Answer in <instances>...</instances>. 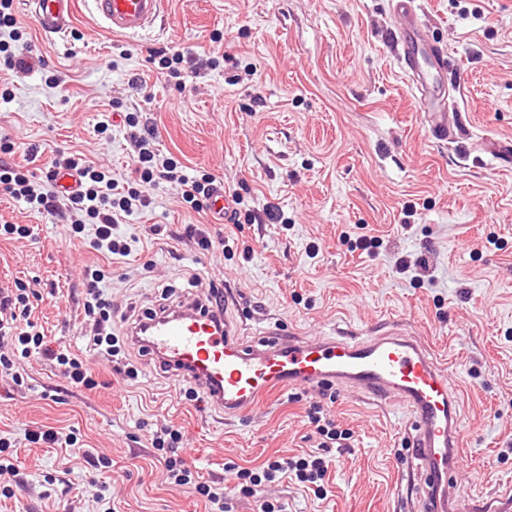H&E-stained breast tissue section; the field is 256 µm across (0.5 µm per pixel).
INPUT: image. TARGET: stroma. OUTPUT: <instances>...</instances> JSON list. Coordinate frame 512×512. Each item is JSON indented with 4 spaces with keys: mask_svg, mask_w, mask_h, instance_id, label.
Listing matches in <instances>:
<instances>
[{
    "mask_svg": "<svg viewBox=\"0 0 512 512\" xmlns=\"http://www.w3.org/2000/svg\"><path fill=\"white\" fill-rule=\"evenodd\" d=\"M431 35L453 63L448 109L457 132L439 142L418 111L401 71L391 0H170L163 31L126 38L99 28L74 0L64 39L45 36L17 12L43 69L0 64V137L5 160L41 173L55 152L79 151L114 178L130 177L129 139L120 116L139 112L157 147L237 192L242 209L275 205L285 224H219L196 212L170 183L149 188V208L119 216L128 256L94 251L92 228L65 225L0 192V225L23 224L28 238L0 236V288L24 283L30 320L53 346L88 364L98 385L72 386L44 359L20 360L27 379L0 372V438L10 439L16 475L0 512H207L193 486L170 487L152 445L164 426L184 436V455L210 484L233 487L235 467L315 451L329 461L328 496L316 499L294 477L237 497L233 512L268 501L283 512H419V474L404 450L411 414L400 399L375 400L332 388L294 387L244 418L223 417L184 397L145 354L130 383L84 334L82 270L99 265L118 311L202 301L206 283L224 290L241 339L258 341L279 325L301 336H375L398 320L442 360L458 367L466 467L462 493L512 486V166L477 142L512 141V0H415ZM221 42H213V34ZM168 45L217 56L193 66L184 86L166 84L148 48ZM141 78L142 90L130 81ZM204 226L215 242L199 253L183 237ZM379 239L374 252L361 237ZM426 258L415 272L401 261ZM198 276L200 287L189 285ZM329 405L351 434L319 449L309 424L313 403ZM76 433L93 455L112 461L93 472L70 447L29 443V429Z\"/></svg>",
    "mask_w": 512,
    "mask_h": 512,
    "instance_id": "35a3bbf8",
    "label": "stroma"
}]
</instances>
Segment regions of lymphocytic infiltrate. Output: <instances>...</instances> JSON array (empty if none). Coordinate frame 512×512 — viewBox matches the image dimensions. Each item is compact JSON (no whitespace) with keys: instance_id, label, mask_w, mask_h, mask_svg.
Segmentation results:
<instances>
[{"instance_id":"obj_1","label":"lymphocytic infiltrate","mask_w":512,"mask_h":512,"mask_svg":"<svg viewBox=\"0 0 512 512\" xmlns=\"http://www.w3.org/2000/svg\"><path fill=\"white\" fill-rule=\"evenodd\" d=\"M22 32L14 14V0H0V60L13 70L28 72L36 61L30 54L14 49ZM131 149L134 162L135 185L123 190L118 180L99 170L93 162L79 154L55 157L49 168L46 181H39L27 169L15 168L0 160V188L13 199L30 205L39 213L54 218L66 219L74 233H82L86 225H93L95 250L112 256H127V241L116 235L114 224L118 213H133L135 208L148 207L149 187L165 181L180 186L183 200L198 212L206 211L207 200L215 183L207 173L190 174L185 166L173 158L163 156L156 146L155 132L145 128L143 133L132 136ZM76 172L78 189L66 198H59L54 180L59 171ZM107 270L89 266L84 270L83 303L84 320L88 326L87 336L92 344L104 352L115 374L132 379L137 377V368L120 357L126 341L112 331V301L104 292ZM31 314L26 287L0 289V368L13 369L17 359L39 355L51 361L70 383L87 389L97 385L90 369L80 358L52 347L43 334L28 325ZM182 435L179 430L166 427L153 436V446L161 453L166 478L172 486L194 485L196 492L210 505L212 512H226L225 493L197 478L192 465L179 450ZM327 472V464L317 456L300 458H274L268 460L262 471L246 468L237 473L241 480L242 494H252L254 486L262 482L294 474L300 482L308 484L314 494H322L321 485Z\"/></svg>"}]
</instances>
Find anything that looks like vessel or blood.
<instances>
[{
  "instance_id": "1",
  "label": "vessel or blood",
  "mask_w": 512,
  "mask_h": 512,
  "mask_svg": "<svg viewBox=\"0 0 512 512\" xmlns=\"http://www.w3.org/2000/svg\"><path fill=\"white\" fill-rule=\"evenodd\" d=\"M27 15L45 33L69 31L73 0H23ZM393 0L399 27L394 34L401 69L411 81L415 102L424 112L429 132L445 141L448 123L445 78L448 56L430 36L414 5ZM104 29L121 36L151 32L161 20L167 0H89ZM213 215L233 223L235 204L223 185L209 199ZM240 324L200 304L171 305L128 324L130 344L145 349L178 383L200 385L212 407L226 416H242L301 386L314 391L336 386L376 397H398L411 411L412 466L423 477V512H512V491L490 499L448 496L464 465L463 432L458 411L454 366L438 362L429 347L400 325L377 336L280 337L251 345L239 339Z\"/></svg>"
}]
</instances>
